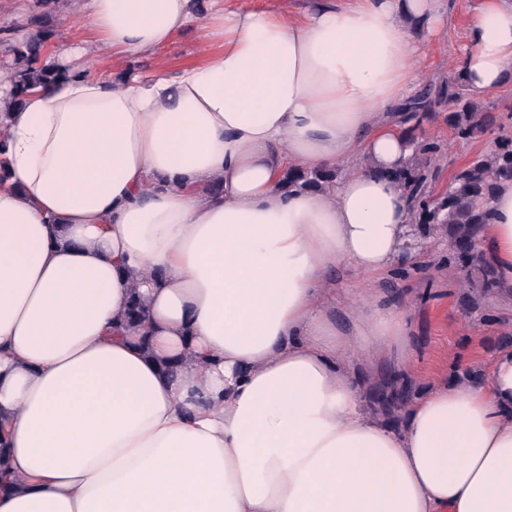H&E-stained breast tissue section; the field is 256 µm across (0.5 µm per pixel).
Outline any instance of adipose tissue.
I'll return each mask as SVG.
<instances>
[{"instance_id": "1", "label": "adipose tissue", "mask_w": 512, "mask_h": 512, "mask_svg": "<svg viewBox=\"0 0 512 512\" xmlns=\"http://www.w3.org/2000/svg\"><path fill=\"white\" fill-rule=\"evenodd\" d=\"M78 22L116 59L198 26L208 50L118 81L86 60L19 108L0 78V512H512V347L399 412L357 380L412 381L379 283L434 234L394 173L445 0H81ZM459 66L475 95L512 84V0H482ZM484 240L512 304V179ZM231 9L269 10L284 16H294L306 10L311 0H224ZM338 176L339 173L336 170H302L299 168L288 170L289 181L302 180L304 185L308 186H319L321 184L331 183L336 180Z\"/></svg>"}]
</instances>
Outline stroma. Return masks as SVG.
Here are the masks:
<instances>
[{"mask_svg":"<svg viewBox=\"0 0 512 512\" xmlns=\"http://www.w3.org/2000/svg\"><path fill=\"white\" fill-rule=\"evenodd\" d=\"M447 2L448 24L428 46L431 63L421 74L425 82L440 83L449 72L457 70L458 58L465 49L468 20L481 0ZM76 9L75 0H61L60 4L52 6L45 5L44 0H0V61L6 58L14 30L27 27L32 14L45 10L52 13L45 54L51 60L68 59L88 38L87 32L78 25ZM206 42L205 30L196 28L155 57H131L116 63L110 54L98 50L93 52L92 61L99 70L116 79L128 70L148 74L160 65L173 71L199 60ZM481 102L494 117L493 130L465 143L451 139L448 114L443 110H435L412 122V136L434 137L447 144L432 182L434 195L444 192L458 168L489 151L496 137L512 136V85L482 97ZM383 285L410 319L412 373L420 383L447 381L459 370L478 379L486 378L504 336L512 334L511 304L500 301L493 290L474 287L470 293L479 298L480 307L465 309L455 276L438 263H424L420 270L405 277H388Z\"/></svg>","mask_w":512,"mask_h":512,"instance_id":"35a3bbf8","label":"stroma"}]
</instances>
